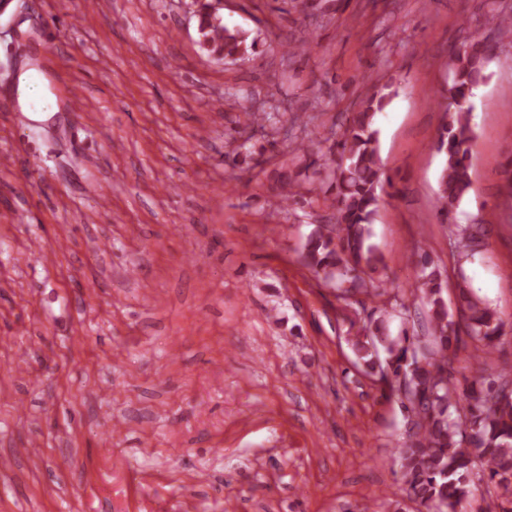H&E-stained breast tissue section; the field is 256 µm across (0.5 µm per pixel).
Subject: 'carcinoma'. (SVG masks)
Returning a JSON list of instances; mask_svg holds the SVG:
<instances>
[{
    "label": "carcinoma",
    "mask_w": 512,
    "mask_h": 512,
    "mask_svg": "<svg viewBox=\"0 0 512 512\" xmlns=\"http://www.w3.org/2000/svg\"><path fill=\"white\" fill-rule=\"evenodd\" d=\"M196 17L201 45L210 56L241 61L256 51V40L249 39L246 31L226 25L224 18L212 11L209 0L200 4ZM486 26L493 35H506L512 31V16L492 8ZM486 60V49L480 43L465 47L454 57L452 84L442 103L449 120L442 123L435 141V149L442 155L437 220L448 225L460 260L473 256L479 245L478 229L472 224L454 223L453 214L470 187L469 96L485 79ZM385 106L386 95L376 92L367 96L325 152L312 141L293 148L308 161L305 169L317 174L322 168L332 178L336 223L310 234L303 259L343 300L369 294L367 281L373 280L383 265L382 255L370 239L378 190L385 184L393 186L380 166L377 131L373 128L374 115ZM267 124H276L273 114L246 113L244 128L263 129ZM433 265L430 253L420 249L418 292L429 312L426 335H411L405 328L396 336L388 332L387 317L396 309L402 323H408L409 308L402 302L382 309L381 316L369 321L363 334L355 337L357 356L367 373L379 375L386 384L384 397L396 396L402 380L414 390L410 406L402 407L411 418L414 433L398 453L406 490L414 500L427 512H459L479 480L494 486L497 497L510 504L501 507V512H512V395L501 394L512 382L509 372L484 375L478 385L461 392L452 379V359L461 336L493 349L503 334L504 322L487 301L473 295L461 282L457 284V301L464 325L456 323L443 296L440 273ZM477 470L482 476L475 481Z\"/></svg>",
    "instance_id": "1"
}]
</instances>
